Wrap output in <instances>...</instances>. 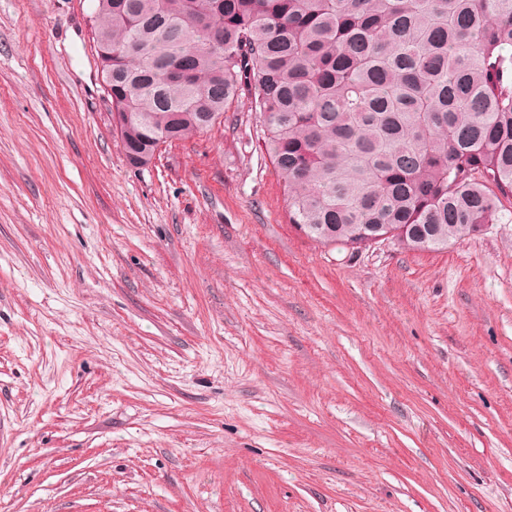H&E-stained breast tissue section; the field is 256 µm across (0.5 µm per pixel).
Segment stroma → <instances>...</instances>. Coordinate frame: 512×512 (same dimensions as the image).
Masks as SVG:
<instances>
[{"label": "stroma", "instance_id": "1", "mask_svg": "<svg viewBox=\"0 0 512 512\" xmlns=\"http://www.w3.org/2000/svg\"><path fill=\"white\" fill-rule=\"evenodd\" d=\"M92 0H0V512H512V203L325 245L246 95L131 166Z\"/></svg>", "mask_w": 512, "mask_h": 512}]
</instances>
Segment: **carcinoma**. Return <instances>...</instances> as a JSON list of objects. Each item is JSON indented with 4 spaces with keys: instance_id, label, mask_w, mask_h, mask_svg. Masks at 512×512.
<instances>
[{
    "instance_id": "cac0c4a2",
    "label": "carcinoma",
    "mask_w": 512,
    "mask_h": 512,
    "mask_svg": "<svg viewBox=\"0 0 512 512\" xmlns=\"http://www.w3.org/2000/svg\"><path fill=\"white\" fill-rule=\"evenodd\" d=\"M125 154L190 138L245 91L324 244L383 227L440 250L512 199V0H97Z\"/></svg>"
}]
</instances>
